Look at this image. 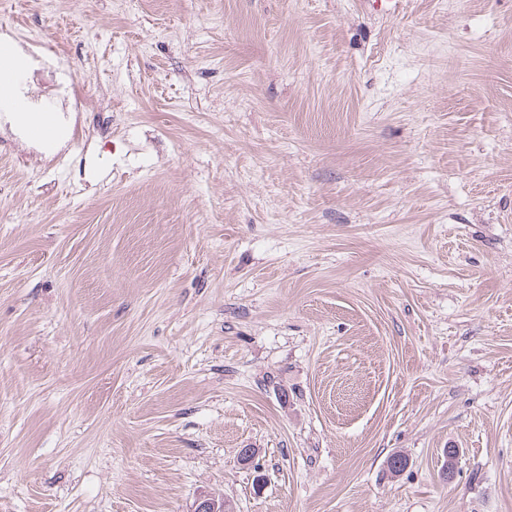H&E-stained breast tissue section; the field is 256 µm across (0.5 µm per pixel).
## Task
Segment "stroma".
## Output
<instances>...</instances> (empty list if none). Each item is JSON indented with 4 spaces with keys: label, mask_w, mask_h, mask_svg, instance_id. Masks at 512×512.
Segmentation results:
<instances>
[{
    "label": "stroma",
    "mask_w": 512,
    "mask_h": 512,
    "mask_svg": "<svg viewBox=\"0 0 512 512\" xmlns=\"http://www.w3.org/2000/svg\"><path fill=\"white\" fill-rule=\"evenodd\" d=\"M5 8L0 512H512V0ZM13 84L5 82L0 85V109L4 112V118L10 123L12 128L27 133L30 125L38 119V113L35 108L30 109L25 106L23 111L15 110L12 102L15 99H24L19 93L13 91ZM2 101V104H1ZM56 120H57V117H56ZM60 120H61L62 124L64 125V127L57 120L58 128L60 130V132L58 134V129L55 124V114L53 112V109H51V108L44 109L42 112H40L39 120L31 127L30 133L33 137L44 139V140H50L58 134V136L55 138V140L51 143V147L53 149H58L67 140V133H68L67 125L64 123V121L61 118H60Z\"/></svg>",
    "instance_id": "obj_1"
}]
</instances>
